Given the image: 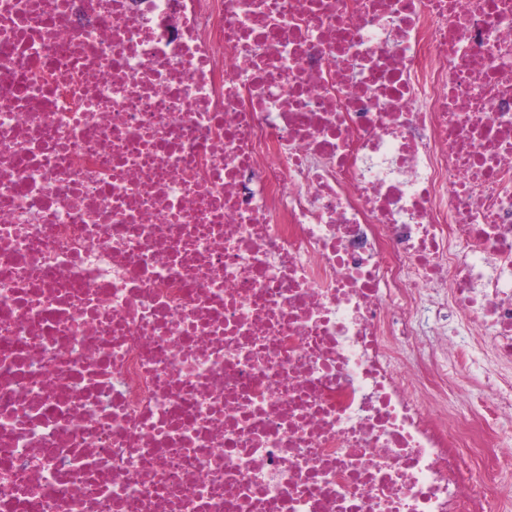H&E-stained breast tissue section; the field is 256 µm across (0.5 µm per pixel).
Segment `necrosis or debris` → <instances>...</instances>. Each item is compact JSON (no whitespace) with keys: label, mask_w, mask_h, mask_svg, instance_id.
<instances>
[{"label":"necrosis or debris","mask_w":512,"mask_h":512,"mask_svg":"<svg viewBox=\"0 0 512 512\" xmlns=\"http://www.w3.org/2000/svg\"><path fill=\"white\" fill-rule=\"evenodd\" d=\"M441 288L512 363V0H0V512H500Z\"/></svg>","instance_id":"necrosis-or-debris-1"}]
</instances>
